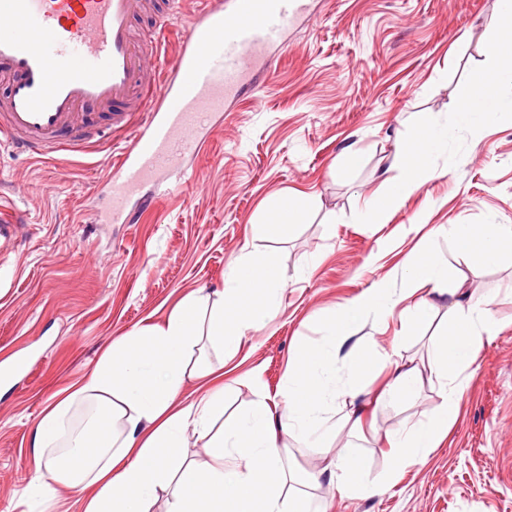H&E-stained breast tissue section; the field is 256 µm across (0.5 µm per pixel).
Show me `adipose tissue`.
Returning a JSON list of instances; mask_svg holds the SVG:
<instances>
[{"label": "adipose tissue", "mask_w": 512, "mask_h": 512, "mask_svg": "<svg viewBox=\"0 0 512 512\" xmlns=\"http://www.w3.org/2000/svg\"><path fill=\"white\" fill-rule=\"evenodd\" d=\"M498 37L487 45L492 68L481 83L461 81L456 89L459 122H488L501 109L493 90L512 85V52ZM448 141L447 128L424 126L414 145L403 146L393 164L400 173L387 180L383 193L367 205L369 222L381 223L404 200L436 175L429 155ZM448 239L461 252L477 251L487 265L502 254L505 233L497 224L474 228L452 224ZM410 286L429 288L432 296L409 310L413 322L430 320L435 297H449L448 328L429 354L427 368L442 381L441 404L426 419L391 434L395 453L387 474L370 478L363 457L347 450L308 475L313 488L322 483L363 496L383 494L392 474L404 464L425 458L448 435L459 412L465 387L462 371L485 335L496 328L488 309L463 306L456 290L446 289L448 267L433 248L412 255L403 271ZM286 281L280 267L244 253L230 262L218 295L203 291L184 297L165 324L150 325L124 336L100 356L87 379L52 395L33 437L38 483L24 489L26 499L49 504L58 489L82 492L83 512H151L160 491L170 490L167 512H319L311 491L297 488L290 466L289 440L308 448L330 447L337 430H356L358 410L330 421L337 394L368 399L364 387L374 368L376 344L363 329L369 314L390 312L396 303L388 281L340 308L321 311L323 335L299 346L289 364L282 389L281 410L269 406L264 393L237 417H224V388L188 405L179 396L186 377L205 379L214 368L198 353L203 347L233 352L247 332L261 329L276 314V299ZM347 360L350 376L337 390L339 360ZM98 406L95 424L74 440L65 455L55 451L65 430L70 407L85 398ZM202 440L208 461L198 467L179 448L186 429Z\"/></svg>", "instance_id": "ef3b65f1"}]
</instances>
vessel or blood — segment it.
I'll use <instances>...</instances> for the list:
<instances>
[{
  "mask_svg": "<svg viewBox=\"0 0 512 512\" xmlns=\"http://www.w3.org/2000/svg\"><path fill=\"white\" fill-rule=\"evenodd\" d=\"M165 67L158 38L137 39L153 12L169 27L170 0H0V139L48 159L88 151L103 137L126 143L108 181L106 223L130 224L133 198L205 151L229 104L251 94L274 53L310 11V0H197ZM106 113L100 126L91 111Z\"/></svg>",
  "mask_w": 512,
  "mask_h": 512,
  "instance_id": "b4317fda",
  "label": "vessel or blood"
}]
</instances>
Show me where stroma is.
I'll return each mask as SVG.
<instances>
[{
	"label": "stroma",
	"mask_w": 512,
	"mask_h": 512,
	"mask_svg": "<svg viewBox=\"0 0 512 512\" xmlns=\"http://www.w3.org/2000/svg\"><path fill=\"white\" fill-rule=\"evenodd\" d=\"M503 29L498 0H313L257 94L227 107L208 150L171 174L177 192L137 209L132 224L98 220L119 157L111 143L50 160L0 146V204L26 218L0 247V368L28 362L0 382V512H30L21 494L37 476L31 441L46 399L84 378L112 340L164 324L192 291L222 289L240 254L274 259L287 284L275 318L237 352L205 351L224 372L225 413L259 390L279 401L296 348L320 336L319 312L382 279L400 302L365 328L377 343L372 384L395 365H425L448 300L413 324L407 308L427 291H411L401 272L429 242L449 282L487 307L495 336L477 348L459 413L426 459L401 467L379 496L315 494L327 512H512V244L487 266L429 236L448 224L512 226V86L498 90L496 120L473 129L461 127L455 97L459 79H486L487 44ZM427 123L448 130L436 177L383 223H365V200L397 176L398 148ZM274 196L300 200L303 223L256 231ZM440 402L438 380L423 374L412 402L378 406L373 431L340 432L332 446L357 451L379 476L387 434Z\"/></svg>",
	"instance_id": "1"
}]
</instances>
